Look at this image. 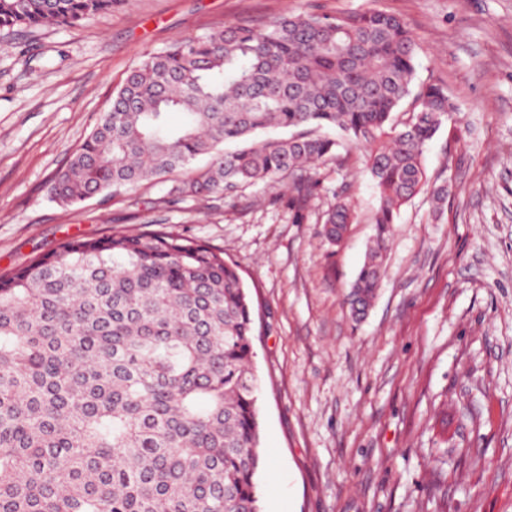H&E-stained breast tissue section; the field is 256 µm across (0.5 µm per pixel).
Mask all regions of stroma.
<instances>
[{"label":"stroma","instance_id":"obj_1","mask_svg":"<svg viewBox=\"0 0 512 512\" xmlns=\"http://www.w3.org/2000/svg\"><path fill=\"white\" fill-rule=\"evenodd\" d=\"M406 19L415 84L458 110L425 152L453 187L441 220L404 205L372 307L347 294L376 235L366 153L314 171L302 215L284 184L164 204L168 183L67 207L47 181L145 53L311 5ZM351 183L328 245L321 214ZM166 227L223 252L248 287L260 379L263 512H512V0H124L79 26L0 29V273L64 239ZM350 185L345 184L336 191L335 202L322 212L321 223L325 224L323 236L329 244L340 242L355 213V202Z\"/></svg>","mask_w":512,"mask_h":512}]
</instances>
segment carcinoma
<instances>
[{
	"label": "carcinoma",
	"mask_w": 512,
	"mask_h": 512,
	"mask_svg": "<svg viewBox=\"0 0 512 512\" xmlns=\"http://www.w3.org/2000/svg\"><path fill=\"white\" fill-rule=\"evenodd\" d=\"M118 3L0 0V28L75 27ZM417 56L404 19L377 9L177 39L126 72L48 192L75 205L169 180L174 203L288 177L293 206L345 140L379 195L349 292L360 316L401 207L426 193L439 215L450 195L423 157L457 107L438 83L413 89ZM271 128L295 133L257 139ZM354 213L345 184L321 215L328 243ZM253 336L237 265L163 228L70 237L1 274L0 512H261Z\"/></svg>",
	"instance_id": "1"
}]
</instances>
